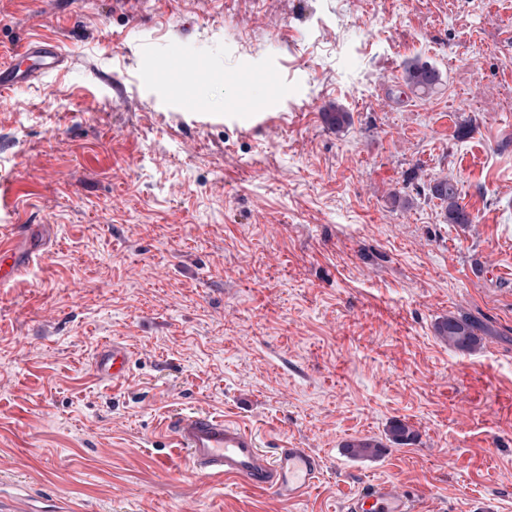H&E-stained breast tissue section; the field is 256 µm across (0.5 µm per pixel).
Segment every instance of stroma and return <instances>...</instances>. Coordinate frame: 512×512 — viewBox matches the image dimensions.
I'll list each match as a JSON object with an SVG mask.
<instances>
[{"instance_id":"35a3bbf8","label":"stroma","mask_w":512,"mask_h":512,"mask_svg":"<svg viewBox=\"0 0 512 512\" xmlns=\"http://www.w3.org/2000/svg\"><path fill=\"white\" fill-rule=\"evenodd\" d=\"M36 35L67 61L0 105V205L52 230L0 284V470L74 512H338L372 481L512 512V0H0V58ZM412 62L440 84L386 106ZM185 412L323 474L301 503L198 478ZM396 420L410 444L346 454ZM434 197L447 203L448 221L451 224H470L471 220L459 206L456 205L457 188L451 181H440L430 189ZM478 330L480 327L467 316H448L437 327L438 335L461 351H471L479 345ZM132 351L127 344L112 342L101 346L94 358L96 375L112 385L124 381L130 371Z\"/></svg>"}]
</instances>
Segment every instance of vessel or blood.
Here are the masks:
<instances>
[{"instance_id": "vessel-or-blood-1", "label": "vessel or blood", "mask_w": 512, "mask_h": 512, "mask_svg": "<svg viewBox=\"0 0 512 512\" xmlns=\"http://www.w3.org/2000/svg\"><path fill=\"white\" fill-rule=\"evenodd\" d=\"M65 59L52 43L31 40L13 49L0 65V102L13 90L44 73L61 68ZM42 228L26 225L12 237L0 236V284L16 279L39 253ZM132 352L127 344L101 346L94 370L104 381L120 383L130 371ZM166 431L179 448L191 471L201 477H227L247 487L271 491L277 498L303 500L322 475L320 457L308 448L283 445L272 450L260 447L248 429L213 413H187L170 417ZM8 512H41L32 488L25 481L0 479ZM421 499L391 482L364 487L348 498L342 512H421Z\"/></svg>"}]
</instances>
